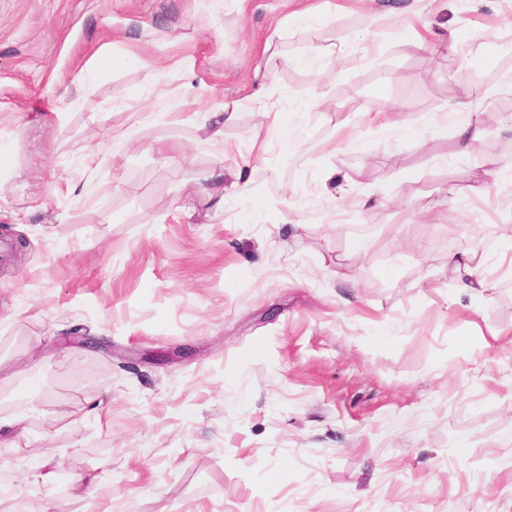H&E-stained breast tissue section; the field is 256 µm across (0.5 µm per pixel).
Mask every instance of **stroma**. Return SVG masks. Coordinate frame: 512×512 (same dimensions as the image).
Returning <instances> with one entry per match:
<instances>
[{
    "instance_id": "1",
    "label": "stroma",
    "mask_w": 512,
    "mask_h": 512,
    "mask_svg": "<svg viewBox=\"0 0 512 512\" xmlns=\"http://www.w3.org/2000/svg\"><path fill=\"white\" fill-rule=\"evenodd\" d=\"M307 2L0 0V512H512V0ZM238 102H224L219 105L216 111L207 112L203 116L204 123H209L210 137L216 143H223L224 141V125L230 122L235 113L238 111ZM483 135L484 129L478 119L457 126L454 139L458 153H468L481 141ZM242 175H238L235 182L230 187H224V170L223 168L213 169L199 177L202 191L210 198L217 200V203L224 204V193L226 191H235L240 195L248 193V184L246 181L241 182ZM458 273L459 288L469 293L477 288L487 289L488 284L481 278L480 262L474 254L462 252L450 256L449 261Z\"/></svg>"
}]
</instances>
